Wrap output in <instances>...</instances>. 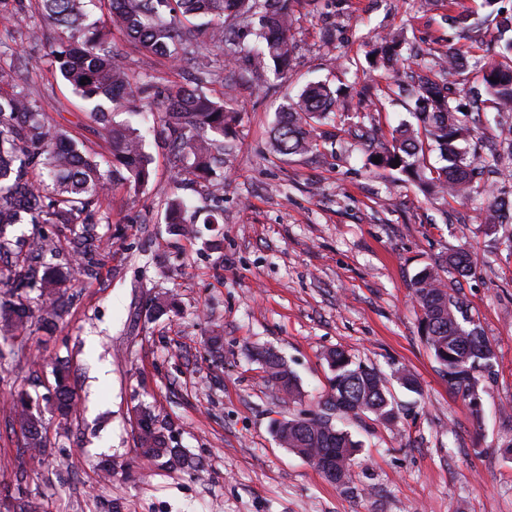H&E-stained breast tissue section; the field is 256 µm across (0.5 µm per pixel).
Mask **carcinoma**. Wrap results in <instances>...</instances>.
Returning a JSON list of instances; mask_svg holds the SVG:
<instances>
[{"label":"carcinoma","instance_id":"cac0c4a2","mask_svg":"<svg viewBox=\"0 0 512 512\" xmlns=\"http://www.w3.org/2000/svg\"><path fill=\"white\" fill-rule=\"evenodd\" d=\"M110 24L117 26L147 55L184 62L193 73V86L172 85L155 90L151 83L132 82L122 58L112 49L111 29L88 22L85 0H38L44 26L55 37L50 47L51 63L61 77L84 100L92 104L88 116L100 125L112 142V160L88 156L78 142L53 125L41 101L24 88L0 91V251L7 247V227L19 224L22 214L32 224H98L97 203L101 195L118 185L141 187L151 178V157L145 152L138 129L131 121L116 123L111 113L140 114V107L155 112V120L168 140L172 166L179 173L207 177L221 155L220 137L235 118L232 99H216L205 91L220 74L198 44L186 22L206 19L209 41L237 53L239 31L255 15L261 17L256 33L257 50L273 63L275 73L288 71L293 54L290 17L291 0H109ZM512 15L502 18L498 33L503 41L500 59L480 67L486 99L466 105L456 102L435 80L421 82L411 90L416 123H403L391 138L368 146V158L378 171H397L421 190L442 193L452 201H473L476 180L503 170V157L495 147L475 160L465 158L462 144L468 143L487 107L497 113L512 112ZM375 67L388 68L399 56L403 40L398 35L380 38ZM467 62L465 52L448 47L446 60L439 63L440 75H449ZM87 82H82V79ZM336 108V91L317 81L305 85L275 124L272 151L281 155L304 154L317 147L314 125L330 117ZM439 152L440 165L427 164V154ZM399 165H394V161ZM512 208L507 192L499 189L484 194L474 207L476 218L486 228L501 223ZM184 201L172 196L167 201V218L178 231L186 230ZM80 266L67 269L47 264L40 277L41 293L35 301L36 322L29 321L27 305L0 300V331L11 338L31 332L32 325L51 330L66 306L69 283L93 271L96 260L90 250L79 254ZM473 259L465 250L441 256L421 268L412 286L422 312L421 331L434 359L448 376V384L468 400L471 414L481 418V400L476 373L491 367L494 353L479 326L463 303L450 293L447 275H468ZM251 356L259 361L271 388L290 399L300 396L298 381L285 360L270 349L257 348ZM332 371L330 394L316 409L277 420L272 431L280 444L316 466L329 480L341 485L352 481L360 445L339 429L336 422L348 415H372L389 423L396 407L384 379L374 368L353 362L341 350L329 354ZM59 417L67 418L74 408V391L68 370L54 373L51 394ZM30 401L22 394L12 400L22 427L29 434L27 447L39 456L48 453L39 421L26 412ZM137 457L143 462L169 468L193 467L180 448L168 446L156 416L143 409L137 435ZM5 512H37L31 495L17 487V495L0 502Z\"/></svg>","mask_w":512,"mask_h":512}]
</instances>
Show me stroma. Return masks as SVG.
Listing matches in <instances>:
<instances>
[{
	"label": "stroma",
	"instance_id": "obj_1",
	"mask_svg": "<svg viewBox=\"0 0 512 512\" xmlns=\"http://www.w3.org/2000/svg\"><path fill=\"white\" fill-rule=\"evenodd\" d=\"M0 22V68L16 70L66 130L100 160L112 157L85 102L46 64L37 0H13ZM469 15L455 28L453 16ZM294 61L282 79L269 62L240 54L226 67L237 112L224 139L223 168L209 186L177 179L163 139L146 136L153 175L140 188L121 186L99 201L96 266L80 277L54 334L33 333L19 357L0 360V495L27 491L42 512H512V223L488 231L471 209L411 183L385 178L367 161L363 132L377 137L413 116L385 94L387 71L372 69L375 33L394 32L435 54L449 46L474 60L495 58L498 18L481 0H293ZM112 43L135 82L184 84L169 60L144 65L122 32ZM26 58L40 67L23 66ZM311 81L339 89L344 103L319 126L318 148L276 155L270 131L286 100ZM189 207L197 234L166 219L171 192ZM56 241L58 264L72 257L68 224H18L4 271L31 257L32 238ZM467 248L471 273L454 284L489 341L494 360L480 373L483 416L450 389L421 336L411 284L437 256ZM175 297L179 311L155 315L152 301ZM221 336L213 352L209 339ZM270 348L297 375L293 402L276 394L250 353ZM376 367L398 406L390 423L349 416L339 423L360 444L352 484L327 480L273 438V421L294 416L327 395L329 352ZM69 360L76 407L68 434L48 427L53 455L31 467L22 430L10 414L12 394L42 399L54 384L55 359ZM412 375L417 391L400 383ZM150 408L169 444L193 468L136 461V413ZM116 471L101 478L98 463Z\"/></svg>",
	"mask_w": 512,
	"mask_h": 512
}]
</instances>
